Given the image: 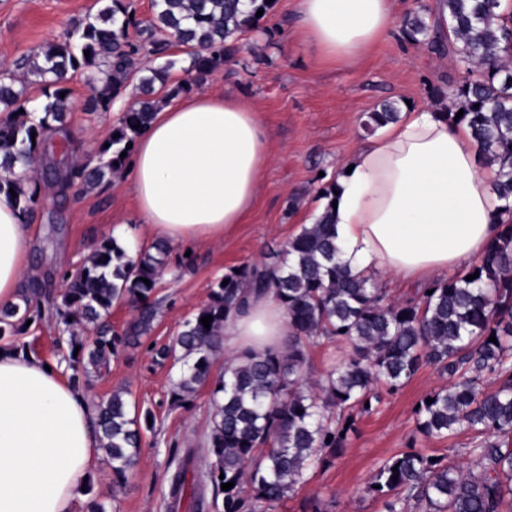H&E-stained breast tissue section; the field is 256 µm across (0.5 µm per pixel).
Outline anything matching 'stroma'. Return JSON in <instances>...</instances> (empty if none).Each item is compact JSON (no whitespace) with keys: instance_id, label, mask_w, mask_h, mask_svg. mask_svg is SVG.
Here are the masks:
<instances>
[{"instance_id":"stroma-1","label":"stroma","mask_w":512,"mask_h":512,"mask_svg":"<svg viewBox=\"0 0 512 512\" xmlns=\"http://www.w3.org/2000/svg\"><path fill=\"white\" fill-rule=\"evenodd\" d=\"M94 4L0 0V69L61 40ZM296 12L297 0H277L260 29L241 34L232 59L201 85L205 91L234 93L259 112L269 133L271 162L246 223L219 242L171 246L169 268L155 293L158 314L152 330L138 344L120 348L109 372L94 381L89 401L123 389L137 411H150L154 417L153 428L142 431L137 465L124 486L112 483L111 458H100L87 498L102 504L105 512H167L169 474L184 450L202 447L209 432V387L199 388L184 406L172 405L170 391L178 369L156 362V349L174 343L184 321L207 304L211 286L230 268L265 261L270 250L282 248L301 231L304 214L320 203L319 189L366 143L363 115L387 102L400 109L409 103L447 107V99L435 97L434 89L463 78L451 55L432 53L396 32L356 65L320 66L295 35ZM68 86L69 126L78 133L71 147L84 159L96 160L101 139L120 115L88 111L82 72L73 73ZM130 179L125 170L96 188L74 187L64 200L46 193L25 217L34 239L31 261L40 273L36 300L44 316L10 336L11 344L50 362H68V349L56 347L62 327L54 315L63 274L78 270L93 243L119 223H127L133 248L152 243L136 220L127 190ZM447 384V377L424 367L397 392L381 390L375 409L355 414L341 451L329 465L310 470L307 482L287 498L256 512H388L386 500L364 496L362 490L382 461L410 447L467 466L466 450L476 441L475 432L463 430L438 440L415 430L417 405Z\"/></svg>"}]
</instances>
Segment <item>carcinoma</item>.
Masks as SVG:
<instances>
[{
	"instance_id": "1",
	"label": "carcinoma",
	"mask_w": 512,
	"mask_h": 512,
	"mask_svg": "<svg viewBox=\"0 0 512 512\" xmlns=\"http://www.w3.org/2000/svg\"><path fill=\"white\" fill-rule=\"evenodd\" d=\"M277 0H152L146 20L130 17L121 0H97L63 39L20 58L16 70L0 71V191L17 185L21 169L30 185L15 198L29 214L45 187L65 195L75 183L93 189L118 172L129 144L146 129L163 103L171 63L138 67L145 46L164 54L172 45L190 58L188 78L175 92H189L234 55L236 36L259 28L258 10L268 15ZM448 28L427 24L421 6L406 18L402 37L432 52L452 54L465 70L461 82L448 86V120L463 112L485 160L499 165L495 191L512 202V17L500 11L501 0H441ZM136 30L143 42L130 38ZM90 51L85 56L84 51ZM84 70L92 112H109L132 77L141 96L122 113L102 139L97 164L73 162L66 171L45 163L49 133L62 131L70 112L68 75ZM32 76L45 98L39 111L26 109V88H15L17 74ZM479 108H474V105ZM397 108L385 103L367 114L369 132L395 121ZM140 124L135 129L133 125ZM336 182L323 186L325 200L316 222L268 255L260 266L244 265L224 274L209 301L183 324L174 345L155 357L180 364L171 392L184 404L210 385V432L204 441L203 468L188 448L169 478L168 512H200L204 487L211 488L213 512H254L258 501L272 507L307 481L309 470L336 457L353 425L356 411L379 400L375 387L396 391L428 365L448 376V386L428 394L415 409L416 429L428 438L447 439L462 429L480 440L466 449L471 466L463 471L443 457L413 448L384 460L365 492L389 499L388 512H512V223L502 225L485 257L448 279H437L420 296L386 301L372 279L354 275L340 262L341 248L332 224ZM115 239L104 236L83 266L64 275L66 287L56 315L69 334L110 315L125 303L136 311L125 335L99 334L80 344L72 358L71 380L90 385L108 367L118 346L148 334L157 315L151 298L168 267L170 248L161 242L115 256ZM479 277L468 281L474 273ZM149 283H144V280ZM276 290L288 318V346L282 353L250 354L238 364L224 363V377L211 380L213 357L224 344V324L245 302L247 292ZM41 308L26 295L21 303L0 309V323L16 331L41 317ZM213 316L210 328L201 318ZM496 341H489L490 337ZM347 343L351 352L328 369L314 386L307 373V348L324 342ZM496 384L486 389V382ZM126 391L115 390L96 404L102 448L112 458V483L120 487L136 465L141 444L137 419L129 417ZM397 471H392V468ZM234 486L225 491L222 485Z\"/></svg>"
}]
</instances>
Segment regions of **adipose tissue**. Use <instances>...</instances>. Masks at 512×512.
Wrapping results in <instances>:
<instances>
[{
	"label": "adipose tissue",
	"mask_w": 512,
	"mask_h": 512,
	"mask_svg": "<svg viewBox=\"0 0 512 512\" xmlns=\"http://www.w3.org/2000/svg\"><path fill=\"white\" fill-rule=\"evenodd\" d=\"M296 33L315 58L351 65L395 27V0H298ZM268 132L232 94L197 92L163 104L128 167L141 227L180 245L222 240L254 209L269 162ZM339 174L334 211L341 258L364 276L429 283L479 262L512 221L479 166L467 124L430 105L405 108ZM32 238L0 193V305L36 279ZM224 350L281 352L288 319L274 291L249 296L224 326ZM103 448L85 392L59 365L0 347V512H76Z\"/></svg>",
	"instance_id": "obj_1"
}]
</instances>
